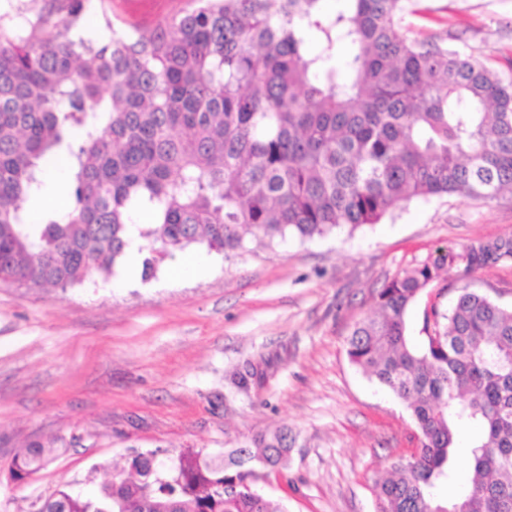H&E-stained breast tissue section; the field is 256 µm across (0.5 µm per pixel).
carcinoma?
I'll return each mask as SVG.
<instances>
[{
	"instance_id": "carcinoma-1",
	"label": "carcinoma",
	"mask_w": 512,
	"mask_h": 512,
	"mask_svg": "<svg viewBox=\"0 0 512 512\" xmlns=\"http://www.w3.org/2000/svg\"><path fill=\"white\" fill-rule=\"evenodd\" d=\"M189 0L151 29L86 19V0L0 14V284L65 290L108 278L134 215L152 247L143 278L197 244L224 255L253 240L312 239L376 224L413 199L512 194V81L441 38L411 36L409 0ZM351 48L345 78L310 34ZM66 152L70 205L34 216L43 163ZM512 258V239L397 273L347 337L351 364L408 407L419 448L376 483L375 512H512V307L464 288L421 344L406 334L419 294L459 262ZM470 484L448 499L458 428ZM288 428L217 462L177 455L179 472L128 457L89 497L68 486L34 512H284L247 489L253 469L285 475ZM54 448L15 458L11 480Z\"/></svg>"
}]
</instances>
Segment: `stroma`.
I'll use <instances>...</instances> for the list:
<instances>
[{"mask_svg": "<svg viewBox=\"0 0 512 512\" xmlns=\"http://www.w3.org/2000/svg\"><path fill=\"white\" fill-rule=\"evenodd\" d=\"M109 18L150 28L187 0H103ZM407 24L444 38L512 80V0H419ZM512 239V199H415L354 233L252 247L172 282L166 269L110 287L0 285V512H31L68 485L94 494L136 451L211 458L285 426L295 434L288 476L258 469L254 488L287 512H375V483L418 446L406 405L349 361L346 338L373 315L375 291L440 255ZM512 306V259L444 267L408 311L426 336L430 309L461 288ZM57 441L52 462L19 484L18 455Z\"/></svg>", "mask_w": 512, "mask_h": 512, "instance_id": "stroma-1", "label": "stroma"}]
</instances>
